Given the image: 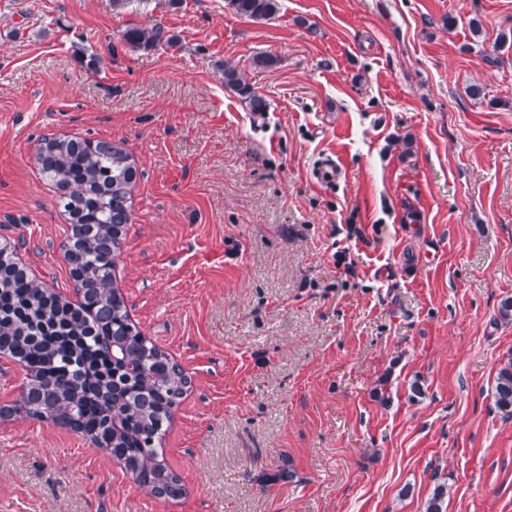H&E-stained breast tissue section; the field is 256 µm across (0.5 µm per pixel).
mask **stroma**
Returning <instances> with one entry per match:
<instances>
[{
	"mask_svg": "<svg viewBox=\"0 0 512 512\" xmlns=\"http://www.w3.org/2000/svg\"><path fill=\"white\" fill-rule=\"evenodd\" d=\"M279 6L0 0V242L75 300L72 224L35 157L51 136L122 149L112 276L191 379L163 439L182 497L17 413L0 512H425L440 483L446 512H512L492 397L512 357V0ZM156 27L170 43L124 39ZM235 11L256 20L270 19L278 11V0H229ZM224 86L227 89L237 92L241 97L249 112H266L267 103L260 95L252 90L247 77L237 68L225 64L224 66Z\"/></svg>",
	"mask_w": 512,
	"mask_h": 512,
	"instance_id": "35a3bbf8",
	"label": "stroma"
}]
</instances>
